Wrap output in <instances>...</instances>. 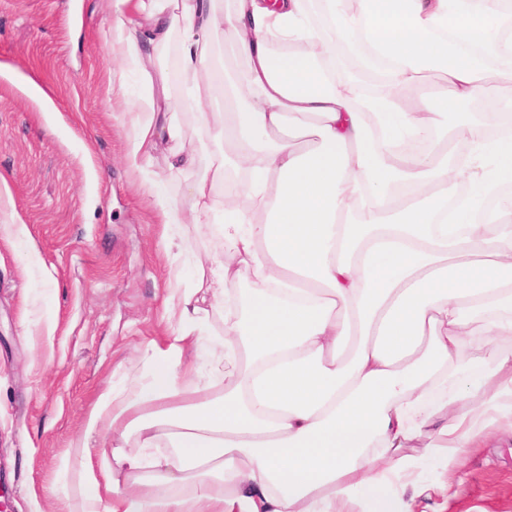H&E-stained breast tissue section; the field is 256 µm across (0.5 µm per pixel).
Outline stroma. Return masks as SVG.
Wrapping results in <instances>:
<instances>
[{
  "label": "stroma",
  "instance_id": "35a3bbf8",
  "mask_svg": "<svg viewBox=\"0 0 512 512\" xmlns=\"http://www.w3.org/2000/svg\"><path fill=\"white\" fill-rule=\"evenodd\" d=\"M113 0H0V175L12 207L0 204V482L6 512H68L57 489L59 462L98 394L145 366L144 350L170 319L171 289L193 287L190 252L219 259L222 238L181 225L163 234L152 193L186 203L196 175L173 173L163 156L129 168L127 130L143 89L102 30ZM170 78V111L195 147L207 138L184 112L186 86L176 49L159 56ZM124 68L127 90L109 95ZM39 81L53 102L28 92ZM19 214L29 240L11 222ZM35 246L42 267L25 271ZM54 317L46 334L42 324ZM464 482L433 512H512V438L469 449Z\"/></svg>",
  "mask_w": 512,
  "mask_h": 512
}]
</instances>
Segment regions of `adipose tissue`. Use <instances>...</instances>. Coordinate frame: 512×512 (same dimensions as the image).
<instances>
[{
    "instance_id": "ef3b65f1",
    "label": "adipose tissue",
    "mask_w": 512,
    "mask_h": 512,
    "mask_svg": "<svg viewBox=\"0 0 512 512\" xmlns=\"http://www.w3.org/2000/svg\"><path fill=\"white\" fill-rule=\"evenodd\" d=\"M234 2L224 14L215 0H115L103 31L144 88L128 164L144 169L168 141L169 168L198 174L187 205L158 197L163 224H206L224 170L223 151L182 146L166 110L157 55L173 42L184 109L235 146L250 206L225 201L231 261L195 255L194 287L166 299L174 324L143 371L99 394L61 461L60 492L75 512H415L442 488L414 471L512 430V356H460L476 335L512 334V209L487 208L512 185V127L493 138L483 122L454 125L471 148L456 166L396 146L512 72V13L499 0L453 11L448 0H359L351 15L346 0H325L330 40L303 0ZM222 27L246 63L232 84L210 55ZM274 34L304 47L273 51ZM336 39L351 56L394 62L389 93L360 106L345 94L327 67ZM203 70L232 89L223 108L199 95ZM431 71L444 88L405 110L393 86ZM302 124L315 136L306 149L293 136ZM459 182L472 191L452 208ZM248 269L244 316L213 334L211 309ZM93 435L113 448H89ZM421 435L424 452L406 455Z\"/></svg>"
}]
</instances>
